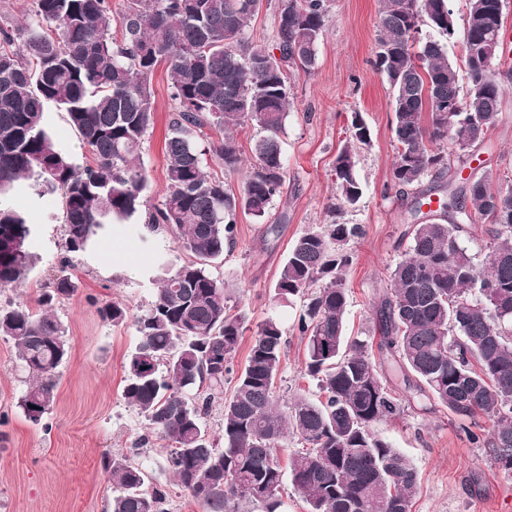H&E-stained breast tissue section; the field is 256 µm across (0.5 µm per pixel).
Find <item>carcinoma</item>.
I'll list each match as a JSON object with an SVG mask.
<instances>
[{
  "mask_svg": "<svg viewBox=\"0 0 512 512\" xmlns=\"http://www.w3.org/2000/svg\"><path fill=\"white\" fill-rule=\"evenodd\" d=\"M251 0H126L121 40L112 35L109 0H34L24 28L0 27V287L27 279L33 264V229L9 197L31 177L60 194L64 248L85 251L104 225L123 222L144 206L147 174L137 163L154 121L151 77L164 64L178 102L165 142L167 193L148 214L164 224L190 259L165 269L153 300L133 317L137 343L128 355L126 403L148 422L134 449L165 442V468L202 512H282L281 490L291 482L308 512H410L419 492L412 462L374 431L401 414L389 388L402 380L410 401H435L461 421L485 416L492 431L470 441L488 449L512 475V183L492 171L448 187V222L411 226L408 246L390 268V294L377 309L374 362L362 341L345 334L348 292L342 272L348 246L361 236L356 224H327L301 235L278 272L275 296L300 300L294 329L305 343V370L323 399L296 396L278 408L276 389L286 330L275 316L252 338L244 367L233 357L245 316L228 306V284L214 276L213 260L232 250L236 217L262 220L286 177L280 138L290 107L287 72L310 71L328 22L326 0H279L273 54L252 45L247 27ZM380 50L375 61L394 90L391 130L397 143L391 182L399 190L441 175L448 162L435 144L448 138L467 152L478 147L498 118L502 86L482 55L503 26L491 13L500 0H468L464 61L470 85L461 93L459 72L445 44L429 39L412 51L411 34L427 25L451 41L456 22L448 0H381ZM66 114L78 133L84 161L62 150L44 120L49 107ZM265 135L234 192L210 175L208 160L226 170L243 165L234 131L247 123ZM334 167L336 197L353 205L362 195L355 155L370 143L360 114ZM223 137L204 147L196 133ZM487 224L482 263L461 240L463 221ZM71 276L56 277L39 299L42 310L0 307V336L33 378L19 401L38 424L55 403L60 368L70 342L52 312L71 295ZM114 325L126 309H98ZM234 381L230 396L224 382ZM221 400L224 422L209 431L207 416ZM295 439L302 448L282 467L277 449ZM112 480L110 512H166L167 485L147 484L145 468L121 453L103 458Z\"/></svg>",
  "mask_w": 512,
  "mask_h": 512,
  "instance_id": "1",
  "label": "carcinoma"
}]
</instances>
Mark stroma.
Here are the masks:
<instances>
[{"label": "stroma", "instance_id": "obj_1", "mask_svg": "<svg viewBox=\"0 0 512 512\" xmlns=\"http://www.w3.org/2000/svg\"><path fill=\"white\" fill-rule=\"evenodd\" d=\"M380 0H329V21L311 73H291V106L281 135L287 175L263 221L238 214L236 243L214 261L217 277L232 283L229 304L245 316L234 356L243 368L258 325L278 317L292 326L298 305L274 298L273 284L290 246L306 230L337 222L360 225L364 233L349 245L352 262L343 279L349 291L347 336L377 340L376 310L390 291L388 269L404 253L406 225L418 222L414 197H445L452 178L492 170L512 180V53L496 63L503 95L497 121L484 144L469 152L447 147L446 177H426L397 192L391 188L396 142L391 132L393 91L375 67ZM151 85L156 104L153 126L140 151L148 175V206L160 205L167 190L164 142L177 110L165 67ZM371 129V142L356 155L363 193L357 204L336 207V156L352 134L354 113ZM28 210L38 261L24 284L0 289V306L23 304L38 310V300L57 274L62 258L74 292L57 302L71 353L60 370L56 402L40 424L27 420L19 399L27 388L13 340L0 336V512H106L112 482L102 469L105 453L125 451L146 433L147 423L122 396L126 358L136 344L131 323L112 325L97 312L106 302L123 305L129 315L147 309L153 296L158 254L186 258L167 226L144 227V214L122 225H107L84 252L66 255L59 194L37 206L28 196L15 199ZM305 342L287 338L280 383L283 398L317 397L315 380L304 372ZM391 390L399 401L402 384ZM378 434L416 467L419 493L411 512H512V476L490 460L486 448L472 444L457 419L439 406H407L395 419L377 425Z\"/></svg>", "mask_w": 512, "mask_h": 512}]
</instances>
